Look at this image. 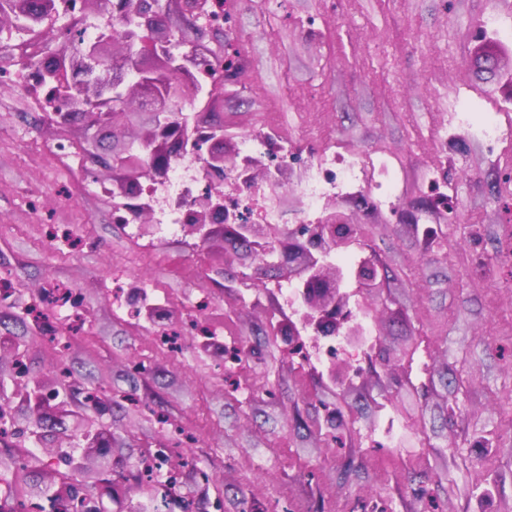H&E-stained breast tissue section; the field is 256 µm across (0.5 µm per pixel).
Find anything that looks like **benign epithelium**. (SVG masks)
Instances as JSON below:
<instances>
[{
  "instance_id": "1",
  "label": "benign epithelium",
  "mask_w": 512,
  "mask_h": 512,
  "mask_svg": "<svg viewBox=\"0 0 512 512\" xmlns=\"http://www.w3.org/2000/svg\"><path fill=\"white\" fill-rule=\"evenodd\" d=\"M153 5L154 0H121L120 12L135 21L148 19L153 16ZM41 6L42 0H9L6 12L15 20L26 23ZM6 12L0 9V16ZM149 32L153 34L150 43L145 45L137 38H124L117 53L104 39L88 43L81 54L69 52L67 45L63 44L56 54L53 70L45 73V82L52 85L57 84L55 73L65 70L83 85L79 96L68 98L69 111L52 112L50 120L57 125L81 120L97 142L104 138L114 117L129 100L145 101L144 109L152 113L153 120L139 143L131 139L97 156L101 167L125 173L124 178L112 180V188L107 193L126 203L143 235L151 233L154 228V225L145 223L151 208L148 202L131 195L132 182L142 178L157 183L165 180L170 161L180 157L187 145L199 138L206 143L204 171L207 175L218 177L236 168V161L224 155V125L203 119L194 126L168 128L174 122L176 112L182 109L186 97L198 92L195 69L199 48L192 45L185 51L180 49L172 33L159 23L154 24ZM116 64L134 72L135 81L128 84L115 76L112 66ZM267 174L268 167L261 161L249 158L243 162L241 175L247 180L253 182ZM219 203L220 199L211 194L197 198L188 223L183 225L184 231L191 236H199L203 241L208 239L210 226L216 224ZM224 220L236 239L250 240L256 255L264 257L269 254L263 239V225L247 224L235 211L224 215ZM352 242V225L343 213L330 206L326 208L321 222L315 225L307 244L290 239L288 245L280 248L282 263L292 261L298 252L306 255V263L296 273L297 315L315 340L341 332L350 343L357 344L363 338V326L348 308L349 295L344 283L351 275L356 286L370 295L380 287L379 267L367 261L350 272L325 261L331 252L346 249ZM21 394L37 408L45 400L41 387L35 383H25ZM106 434L107 426L102 422L87 426L83 433L86 451L106 457L111 450ZM58 491L61 497L76 501L78 512H98L97 497L91 492H80L72 479H62Z\"/></svg>"
}]
</instances>
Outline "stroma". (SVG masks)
Segmentation results:
<instances>
[{
    "label": "stroma",
    "mask_w": 512,
    "mask_h": 512,
    "mask_svg": "<svg viewBox=\"0 0 512 512\" xmlns=\"http://www.w3.org/2000/svg\"><path fill=\"white\" fill-rule=\"evenodd\" d=\"M223 29L196 38L177 0H160L176 40L232 46L235 76L213 102L226 154L272 135L301 164L281 172L272 246L309 225L304 181L324 157L362 164L357 193L329 190L355 226L351 252L384 267L374 294L345 290L362 345L330 338L288 351L295 280L231 233L208 242L144 236L112 221L111 172L81 125L49 122L25 85L0 88V400L11 436L0 476L12 498L51 512L56 474L98 496L101 512H512V0H232ZM496 116L487 151L460 113ZM69 155L55 154L58 144ZM455 196L454 214L434 208ZM72 224L79 244H48ZM72 288L85 314L71 331L26 310ZM208 299L211 337L188 329ZM183 327L177 352L159 331ZM245 356L233 365L224 342ZM24 371H17L15 353ZM69 378H60V368ZM42 386L40 410L19 396ZM109 401L108 460L84 456L96 420L85 391ZM30 454L27 469L16 460ZM159 462L145 476L141 459Z\"/></svg>",
    "instance_id": "stroma-1"
}]
</instances>
